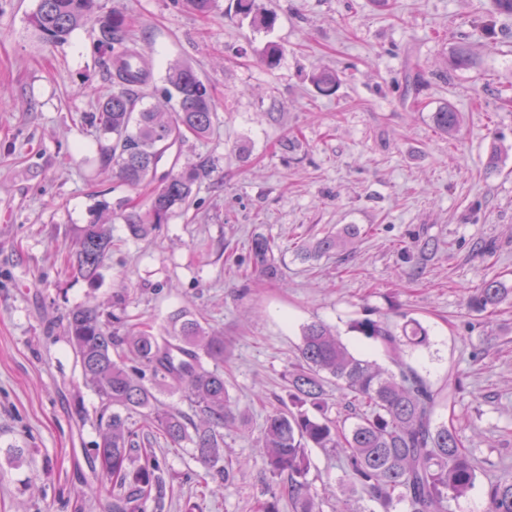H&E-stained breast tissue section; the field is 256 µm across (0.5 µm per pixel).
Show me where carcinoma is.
Here are the masks:
<instances>
[{"label":"carcinoma","mask_w":512,"mask_h":512,"mask_svg":"<svg viewBox=\"0 0 512 512\" xmlns=\"http://www.w3.org/2000/svg\"><path fill=\"white\" fill-rule=\"evenodd\" d=\"M238 10L270 27L274 15L256 12L255 0H238ZM30 25L48 40L63 43L78 28L92 24L96 48L112 64V92L92 95L91 119L99 134L110 137L103 162L131 187L151 183L167 151L213 132L215 104L208 87L193 68L174 63L166 75L170 103L163 113L142 104L138 89L151 73L133 47L126 15L100 0H38ZM441 133L452 138L460 114L446 107L432 113ZM203 165L164 176L152 190L143 211L120 214L128 237L139 241L187 206L201 178ZM325 236L314 245L321 255L333 253L352 237ZM255 269L274 279L280 274L275 243L268 237L252 241ZM112 253L111 220L100 218L77 229L67 260L82 278L96 283ZM512 288L489 279L467 298L477 313L494 309ZM65 334L79 365L82 382L100 402V442L89 459L91 469L106 478L105 512H132L134 502L163 495L154 441H136L133 415L149 413L150 424L176 447L191 446L212 480L223 485L233 465L224 462V429L236 425L224 381V336L208 326L201 313L178 310L161 324L121 317L93 304L65 315ZM352 328L379 345L391 363L387 368L352 351L336 330L321 321L302 328L298 364L288 372V403L265 418L258 453L274 489L257 501L256 512H280L288 502L292 512H321L308 492L310 448H329L345 459L347 483L362 491L382 512L396 504L405 512H451L450 503L473 486L478 463L451 422H436L442 396L403 358L405 349L429 346L428 330L417 320L392 324L364 318ZM351 396L347 419L330 416L329 387ZM177 390L190 404L192 416L162 408L155 391ZM488 512H512V472L492 475L487 485Z\"/></svg>","instance_id":"obj_1"}]
</instances>
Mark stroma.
<instances>
[{
    "instance_id": "obj_1",
    "label": "stroma",
    "mask_w": 512,
    "mask_h": 512,
    "mask_svg": "<svg viewBox=\"0 0 512 512\" xmlns=\"http://www.w3.org/2000/svg\"><path fill=\"white\" fill-rule=\"evenodd\" d=\"M272 27L217 0L206 17L183 0H106L135 22L150 63L147 104L163 103L169 66L190 65L210 88L215 132L192 140L174 166L208 163L185 211L150 238H128L126 200L149 204L101 159L88 90L108 92V62L92 27L43 40L28 22L36 0H0V512H102L88 464L99 401L63 333L66 312L122 296L128 314L163 322L179 309L207 314L224 334V378L243 419L224 433L236 467L200 494L204 467L190 448L158 444L161 499L143 512H252L270 486L255 442L286 399L303 325L320 320L355 352L381 359L353 331L370 317L419 320L431 345L406 359L435 387L461 383L456 426L478 459L512 469V298L468 312L483 280L512 287V15L493 0H257ZM469 44L470 66L453 47ZM283 48L274 68L261 58ZM335 72L321 95L313 77ZM462 115L455 138L432 112ZM497 153V169L486 166ZM112 216V255L92 284L67 267L99 203ZM356 225L346 250L317 257V240ZM274 238L281 276L240 277L251 242ZM25 448L22 466L4 451ZM310 492L322 512H353L343 459L313 448Z\"/></svg>"
}]
</instances>
